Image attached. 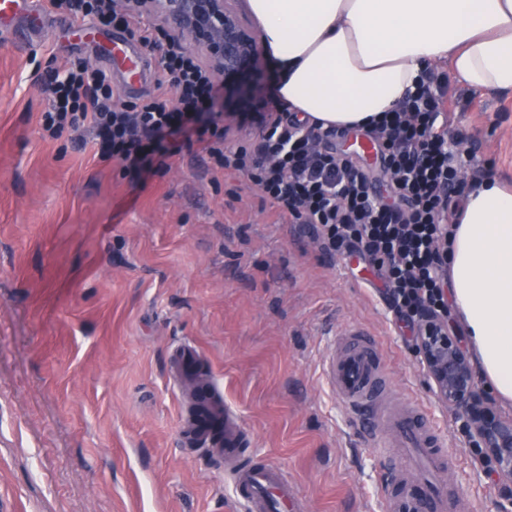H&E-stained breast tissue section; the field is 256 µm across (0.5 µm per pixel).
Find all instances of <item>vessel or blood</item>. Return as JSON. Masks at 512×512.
Listing matches in <instances>:
<instances>
[{
  "label": "vessel or blood",
  "mask_w": 512,
  "mask_h": 512,
  "mask_svg": "<svg viewBox=\"0 0 512 512\" xmlns=\"http://www.w3.org/2000/svg\"><path fill=\"white\" fill-rule=\"evenodd\" d=\"M19 15L38 22L39 0H0V40L11 38L3 21ZM327 372L363 436L375 446L397 448L422 473L421 480L412 484L389 486L383 512H460V494L447 490L440 481L441 474L455 468V456L446 452L441 433L421 405L408 403L391 409V380L373 341L357 332L346 336L342 349L329 359ZM198 429L201 443L221 449L229 459L240 455L244 437L229 410H216ZM234 486L247 512H290L295 503L287 475L270 465L239 468Z\"/></svg>",
  "instance_id": "b4317fda"
}]
</instances>
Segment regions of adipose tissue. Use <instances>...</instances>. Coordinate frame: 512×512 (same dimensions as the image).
I'll use <instances>...</instances> for the list:
<instances>
[{
	"instance_id": "ef3b65f1",
	"label": "adipose tissue",
	"mask_w": 512,
	"mask_h": 512,
	"mask_svg": "<svg viewBox=\"0 0 512 512\" xmlns=\"http://www.w3.org/2000/svg\"><path fill=\"white\" fill-rule=\"evenodd\" d=\"M277 72V101L326 127L391 111L447 64L476 92L512 96V0H247ZM448 275L478 363L512 399V183L467 192Z\"/></svg>"
}]
</instances>
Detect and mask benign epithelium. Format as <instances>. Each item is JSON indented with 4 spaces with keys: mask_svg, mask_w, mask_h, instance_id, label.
Returning <instances> with one entry per match:
<instances>
[{
    "mask_svg": "<svg viewBox=\"0 0 512 512\" xmlns=\"http://www.w3.org/2000/svg\"><path fill=\"white\" fill-rule=\"evenodd\" d=\"M133 8L146 7L164 17L170 29L204 51L212 69L224 76V91L249 99L244 79L259 71L260 44L243 26L228 0H126ZM418 349L438 395L453 404L465 420L475 447L485 450L496 469L512 479V420L495 414L479 388L466 353L434 321L427 319Z\"/></svg>",
    "mask_w": 512,
    "mask_h": 512,
    "instance_id": "1",
    "label": "benign epithelium"
}]
</instances>
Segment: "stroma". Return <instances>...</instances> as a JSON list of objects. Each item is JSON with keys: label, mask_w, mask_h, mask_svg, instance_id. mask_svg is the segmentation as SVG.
<instances>
[{"label": "stroma", "mask_w": 512, "mask_h": 512, "mask_svg": "<svg viewBox=\"0 0 512 512\" xmlns=\"http://www.w3.org/2000/svg\"><path fill=\"white\" fill-rule=\"evenodd\" d=\"M122 36L81 39L47 12L27 45H0V512H244L223 455L183 440L184 346L244 428L247 460L293 482L297 512H382L378 452L327 373L354 330L375 338L398 399L444 428L465 512H512L359 258L277 218L199 145L136 179L82 135L44 137L49 69L80 61L122 100L154 93L159 55L129 74ZM449 89L477 161L512 178V97Z\"/></svg>", "instance_id": "stroma-1"}]
</instances>
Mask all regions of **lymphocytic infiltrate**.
<instances>
[{"mask_svg":"<svg viewBox=\"0 0 512 512\" xmlns=\"http://www.w3.org/2000/svg\"><path fill=\"white\" fill-rule=\"evenodd\" d=\"M49 11L78 23L121 28L128 39L159 52L156 91L122 104L106 73L76 63L50 76L51 104L41 116L50 138L89 133L97 156L141 174L153 162L182 152L183 135L194 136L226 172L246 175L279 217L307 224L334 254L365 260L384 284L399 324L417 331L420 311L447 320L445 254L453 226V198L469 189L462 169L473 166L454 126L455 103L442 79L422 77L391 112L366 128L377 147L378 192L369 171L337 141L348 130L325 128L280 108L253 112L258 140H231L216 112L218 81L178 37L158 26L144 27L111 0H45Z\"/></svg>","mask_w":512,"mask_h":512,"instance_id":"lymphocytic-infiltrate-1","label":"lymphocytic infiltrate"}]
</instances>
